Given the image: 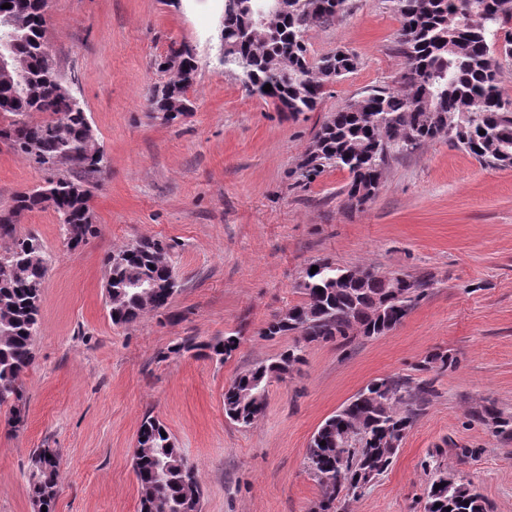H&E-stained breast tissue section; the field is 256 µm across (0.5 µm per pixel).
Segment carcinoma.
<instances>
[{
  "mask_svg": "<svg viewBox=\"0 0 512 512\" xmlns=\"http://www.w3.org/2000/svg\"><path fill=\"white\" fill-rule=\"evenodd\" d=\"M251 0H224V71L240 80L248 92L272 101L280 110L312 112L328 88L354 72L358 57L344 49L315 57L308 33L316 27L340 24L348 0H294L279 18V29L248 36L242 31ZM401 19L396 47L405 65L393 88L380 87L330 113L314 133L299 164V177L312 182L327 168L345 170L347 201L378 192L385 165L393 153H410L443 133L448 141L493 167H512V100L500 87V60L512 58V0H388ZM16 34L15 71L25 76L16 90L14 71L0 72V143L49 174L45 185L17 192L12 205L0 211V239L11 242L0 253V406L11 404L15 424L22 421L23 374L33 363V344L39 333L44 282L51 268L36 237L20 235L16 224L26 212L50 208L63 239L73 248L98 234L91 207L90 180L106 168L104 153L86 125L80 99L58 73L44 49L43 0H0ZM163 66L175 77L154 90V112L182 113L189 102L198 64L194 49L181 43L170 49ZM271 85L272 91L263 90ZM31 112L48 114L38 123ZM485 134H479V131ZM66 169L60 174L58 170ZM176 244L159 239L125 244L108 254L107 306L112 323L127 325L149 312L162 315L179 289L172 254ZM318 271L305 272L299 284L301 303L275 316L260 335L273 339L296 335L295 343L268 363H259L235 376L224 389L225 416L242 426L252 425L264 412L268 386L284 379L304 361L314 342L347 339L357 331L380 336L401 323L425 298L428 279L388 278L370 268L347 269L323 259ZM240 337L214 343L188 340L186 350L207 349L223 361L232 356ZM455 365L444 352L425 358L422 370ZM433 393L432 383L411 388L398 377L376 379L327 418L312 435L306 451L307 467L320 489L318 512H335L343 491L363 489L366 470L383 474L393 455L383 448L386 437L409 431L417 416V400ZM473 419L512 436V421L494 405L474 413ZM352 430L348 447H339L340 433ZM166 436H161V432ZM326 445H321V442ZM133 468L140 512H187L193 494H201L194 465L177 448L167 428L146 416L137 436ZM52 452H33L28 479L32 505L53 512L58 467L40 470L41 459ZM433 512H485L484 502L470 484L460 483L439 464L431 468Z\"/></svg>",
  "mask_w": 512,
  "mask_h": 512,
  "instance_id": "1",
  "label": "carcinoma"
}]
</instances>
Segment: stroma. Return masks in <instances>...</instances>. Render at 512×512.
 Segmentation results:
<instances>
[{"instance_id":"35a3bbf8","label":"stroma","mask_w":512,"mask_h":512,"mask_svg":"<svg viewBox=\"0 0 512 512\" xmlns=\"http://www.w3.org/2000/svg\"><path fill=\"white\" fill-rule=\"evenodd\" d=\"M341 25L309 32L312 55L343 48L358 68L299 116L249 95L218 62L222 0H48L46 39L60 75L75 79L107 157L93 190L101 229L70 251L56 216L23 214L52 258L34 361L23 376V422L0 407V512H32L31 455L61 459L55 512H140L132 456L142 420L158 418L197 469L202 512H308L320 490L306 465L317 428L369 382L433 379L389 469L336 512H422L438 463L482 494L487 512H512V438L473 422L491 404L512 418V167L480 164L439 139L392 157L377 194L348 206L347 171L307 185L298 166L329 113L366 89L395 85L404 66L387 0H350ZM191 44L194 111L164 120L148 99L167 81L155 60ZM45 178L0 143V210ZM140 238L176 241L183 287L167 315L114 325L106 304L112 248ZM328 258L383 276L425 277V299L391 332L310 344L305 361L273 381L248 428L224 415V388L275 358L293 336L259 331L298 304L306 269ZM240 332L220 361L199 344ZM455 368L422 371L431 353Z\"/></svg>"}]
</instances>
